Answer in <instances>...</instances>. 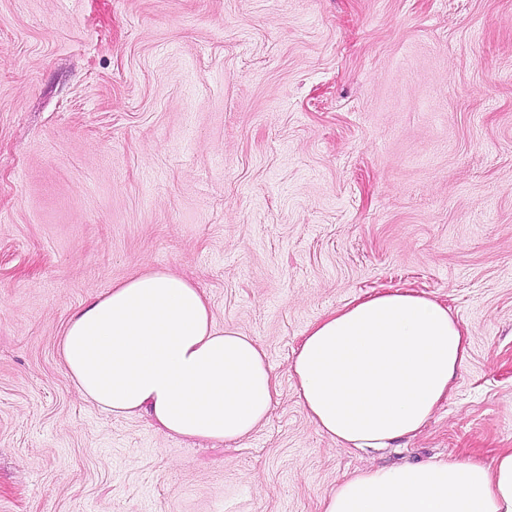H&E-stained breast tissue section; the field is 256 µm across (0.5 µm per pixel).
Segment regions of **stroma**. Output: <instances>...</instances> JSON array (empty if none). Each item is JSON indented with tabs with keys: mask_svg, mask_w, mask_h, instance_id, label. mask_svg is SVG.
<instances>
[{
	"mask_svg": "<svg viewBox=\"0 0 512 512\" xmlns=\"http://www.w3.org/2000/svg\"><path fill=\"white\" fill-rule=\"evenodd\" d=\"M149 268L264 348L225 444L84 402L71 314ZM471 336L415 437L335 444L289 365L356 296ZM512 448V0H0V512H320L356 472Z\"/></svg>",
	"mask_w": 512,
	"mask_h": 512,
	"instance_id": "1",
	"label": "stroma"
}]
</instances>
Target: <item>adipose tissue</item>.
I'll return each instance as SVG.
<instances>
[{
  "instance_id": "adipose-tissue-1",
  "label": "adipose tissue",
  "mask_w": 512,
  "mask_h": 512,
  "mask_svg": "<svg viewBox=\"0 0 512 512\" xmlns=\"http://www.w3.org/2000/svg\"><path fill=\"white\" fill-rule=\"evenodd\" d=\"M470 336L443 302L411 288L359 297L312 324L290 367L313 425L346 448H385L421 431L452 392ZM60 361L85 402L150 418L162 433L234 442L276 395L252 337L218 327L192 282L146 270L77 310ZM322 512H512V449L494 466L450 458L373 468L342 481Z\"/></svg>"
}]
</instances>
